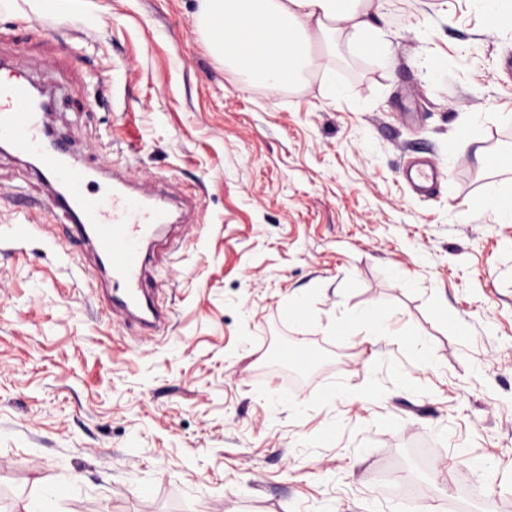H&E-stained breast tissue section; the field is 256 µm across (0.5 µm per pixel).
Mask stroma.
Masks as SVG:
<instances>
[{"instance_id":"35a3bbf8","label":"stroma","mask_w":512,"mask_h":512,"mask_svg":"<svg viewBox=\"0 0 512 512\" xmlns=\"http://www.w3.org/2000/svg\"><path fill=\"white\" fill-rule=\"evenodd\" d=\"M196 8L0 10V51L50 60L75 152L202 202L154 269L170 321L146 339L102 314L61 259L86 249L0 153V512L74 477L92 495L60 512H445L451 484L464 512H512V213L478 208L512 198V34L486 0H387L370 21L394 68L344 35L297 86L244 90ZM418 157L448 170L429 197L401 178ZM383 314L403 339L372 335ZM294 362L348 375L306 397L278 379Z\"/></svg>"}]
</instances>
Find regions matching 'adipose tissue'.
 <instances>
[{
  "mask_svg": "<svg viewBox=\"0 0 512 512\" xmlns=\"http://www.w3.org/2000/svg\"><path fill=\"white\" fill-rule=\"evenodd\" d=\"M194 21L209 47L247 86L296 84L307 74L313 45L331 31L349 32L370 62L393 64L387 44L371 33L375 0H197Z\"/></svg>",
  "mask_w": 512,
  "mask_h": 512,
  "instance_id": "ef3b65f1",
  "label": "adipose tissue"
}]
</instances>
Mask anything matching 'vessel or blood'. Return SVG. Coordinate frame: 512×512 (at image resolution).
<instances>
[{
	"mask_svg": "<svg viewBox=\"0 0 512 512\" xmlns=\"http://www.w3.org/2000/svg\"><path fill=\"white\" fill-rule=\"evenodd\" d=\"M34 72L0 56V143L31 159L48 187L53 208L69 221L71 237L90 246L112 290L113 315L154 336L167 319L154 299L153 247L174 222L169 192L144 190L130 173L99 176L48 121L50 101ZM447 171L435 160L404 170L419 196H427Z\"/></svg>",
	"mask_w": 512,
	"mask_h": 512,
	"instance_id": "obj_1",
	"label": "vessel or blood"
}]
</instances>
